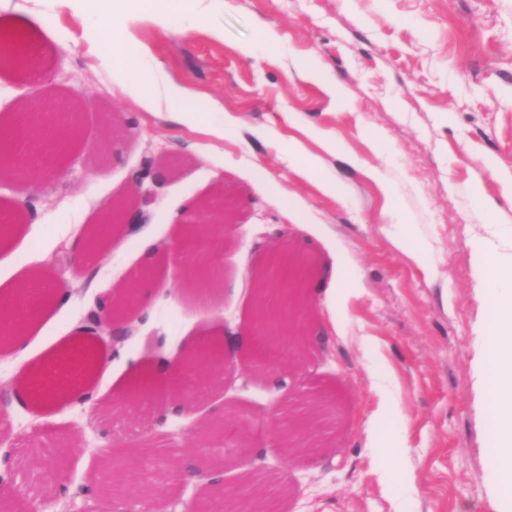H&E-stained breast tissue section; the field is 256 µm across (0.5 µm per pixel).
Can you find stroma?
Masks as SVG:
<instances>
[{
  "label": "stroma",
  "instance_id": "1",
  "mask_svg": "<svg viewBox=\"0 0 512 512\" xmlns=\"http://www.w3.org/2000/svg\"><path fill=\"white\" fill-rule=\"evenodd\" d=\"M31 15L49 29L28 34V65H0V109L71 90L93 97L63 170L0 174V207L28 204L13 252L0 253V281L16 282L21 268L55 274L56 253L96 224L103 203L126 195L142 155L163 153L172 170L150 223L113 235L94 278L68 277L37 331L0 354V465L12 468L18 512L45 494L42 479L25 470L34 445L64 453L63 479L91 512H114L88 483L104 458L134 446L146 465L196 456L189 426L226 410L248 423L253 451L238 453L218 435L207 456L222 462L226 487L268 477L285 487L280 512H498L476 384L489 305L472 246L487 241L494 258L512 251V0H227L212 13L183 0L170 24L146 11L126 23L121 39L145 54L160 81L188 89L211 121L232 119L220 139L183 127L166 107L143 111L121 92L102 62L109 45L95 36L96 13L76 11L71 0H0V20ZM335 87L350 94V106L337 102ZM486 157L496 171L483 167ZM310 160L318 176L307 174ZM323 178L338 182L339 193L323 192ZM219 189L239 227L223 231L217 276L206 289L186 290L187 262L168 258L149 282L140 331L164 337L176 363L177 343L235 324L243 340L234 359L238 370L253 369V385L160 380L152 402L102 418L96 403L120 396L136 371L160 372L156 360L140 342L116 348L102 332L88 355L105 362L87 378L52 366L48 354L89 312L110 308L115 286L140 272L146 241L170 247L198 202ZM398 224L428 246V265L401 245ZM271 229L314 262L306 294L324 338L311 366L277 390L279 372L254 368L248 341V270L264 256L258 233ZM335 270L357 275L362 288L333 311L326 290ZM170 289L180 299L167 297ZM42 373L58 396L32 413L17 398L25 377ZM383 388L401 423L397 488L381 480L378 451L367 445ZM320 390L340 396L327 417L329 448L281 458L276 401L297 407ZM176 403L185 407L179 424L156 426L155 405Z\"/></svg>",
  "mask_w": 512,
  "mask_h": 512
}]
</instances>
